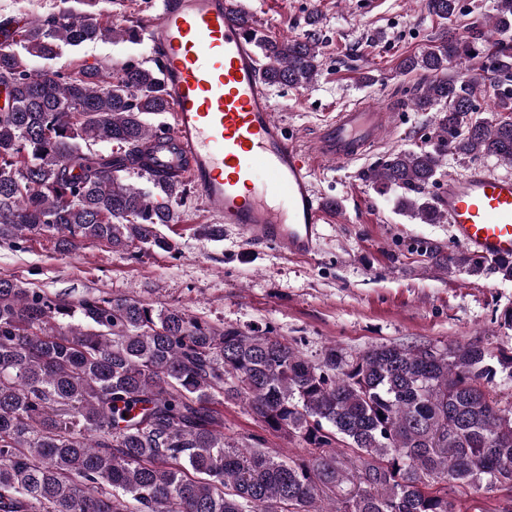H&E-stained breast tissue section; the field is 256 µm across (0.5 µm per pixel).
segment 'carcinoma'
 <instances>
[{
  "instance_id": "1",
  "label": "carcinoma",
  "mask_w": 512,
  "mask_h": 512,
  "mask_svg": "<svg viewBox=\"0 0 512 512\" xmlns=\"http://www.w3.org/2000/svg\"><path fill=\"white\" fill-rule=\"evenodd\" d=\"M101 0H60L29 26L0 17V240L50 236L61 251L176 245L171 201L185 179L125 182L149 164L148 116L169 111L158 64L50 66L62 46L139 39L140 25L104 20ZM449 20L459 0H426ZM467 34L405 59L429 77L413 100L433 113L426 147L392 154L372 177L421 193L453 156L512 161V0ZM270 86L318 75L315 35L270 37L237 12ZM481 57L494 75L492 119L475 77L445 75ZM115 145L117 150L107 151ZM424 224L434 204L403 196ZM420 254L448 273L512 280V259L465 250ZM78 324L63 329V321ZM512 354L489 341L382 344L347 357L332 345L311 362L287 340L212 325L184 308L134 298L76 302L0 278V512H456L448 488L512 492V405L490 396ZM223 399L299 441L306 460L253 436L224 442Z\"/></svg>"
}]
</instances>
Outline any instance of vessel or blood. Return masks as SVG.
<instances>
[{
    "label": "vessel or blood",
    "mask_w": 512,
    "mask_h": 512,
    "mask_svg": "<svg viewBox=\"0 0 512 512\" xmlns=\"http://www.w3.org/2000/svg\"><path fill=\"white\" fill-rule=\"evenodd\" d=\"M155 52L171 123L147 175L180 171L209 212L253 244L312 255L332 212L314 175L377 146L390 113L360 104L317 130L313 147L289 136L274 113L251 42L228 0H159L139 29ZM455 241L489 259L512 257V176L475 167L435 199Z\"/></svg>",
    "instance_id": "vessel-or-blood-1"
}]
</instances>
